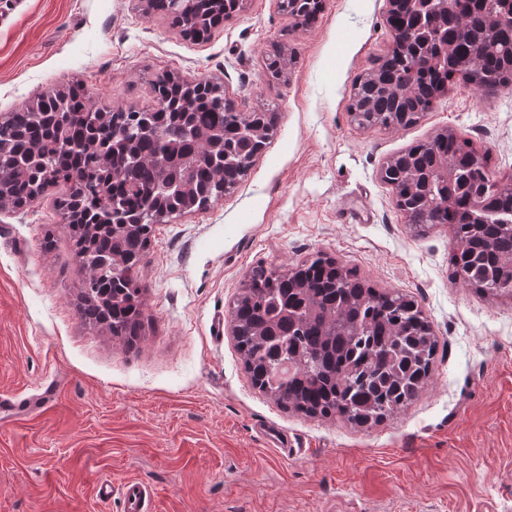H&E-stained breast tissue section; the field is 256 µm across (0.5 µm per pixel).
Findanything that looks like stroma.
Instances as JSON below:
<instances>
[{"mask_svg":"<svg viewBox=\"0 0 512 512\" xmlns=\"http://www.w3.org/2000/svg\"><path fill=\"white\" fill-rule=\"evenodd\" d=\"M389 10L326 0L302 22L242 0L196 40L146 0H0V112L74 85L144 112L167 75L277 115L234 188L154 225L136 344L79 314L63 187L0 211V512H124L97 486L130 479L156 512H512V297L450 278L448 225L416 234L379 176L447 129L512 176V86L457 78L416 124L359 127L350 89L390 51ZM319 253L409 294L438 340L416 399L368 428L259 392L227 325L254 266Z\"/></svg>","mask_w":512,"mask_h":512,"instance_id":"obj_1","label":"stroma"}]
</instances>
